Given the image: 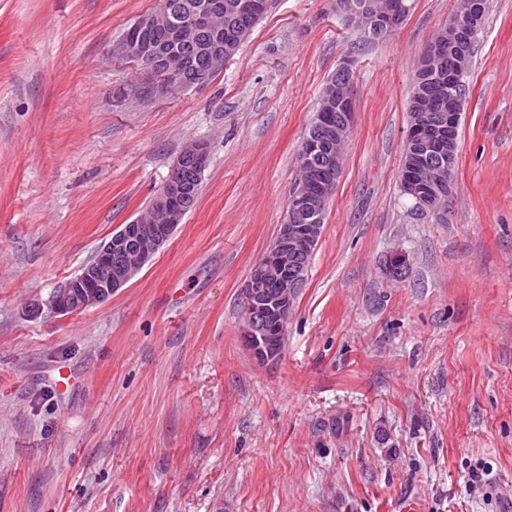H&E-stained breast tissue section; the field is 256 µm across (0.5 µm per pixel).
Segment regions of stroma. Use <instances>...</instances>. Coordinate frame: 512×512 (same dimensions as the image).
<instances>
[{
  "mask_svg": "<svg viewBox=\"0 0 512 512\" xmlns=\"http://www.w3.org/2000/svg\"><path fill=\"white\" fill-rule=\"evenodd\" d=\"M157 2L0 0V512H512V0L476 34L443 223L399 174L414 65L459 0L366 46L331 0H273L207 84L117 102L135 69L112 45ZM348 56L342 175L262 363L249 274ZM193 142L198 203L152 263L50 309Z\"/></svg>",
  "mask_w": 512,
  "mask_h": 512,
  "instance_id": "35a3bbf8",
  "label": "stroma"
}]
</instances>
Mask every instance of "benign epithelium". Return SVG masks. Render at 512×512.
Masks as SVG:
<instances>
[{
  "mask_svg": "<svg viewBox=\"0 0 512 512\" xmlns=\"http://www.w3.org/2000/svg\"><path fill=\"white\" fill-rule=\"evenodd\" d=\"M270 6L271 0H236L232 10L251 16ZM335 8L351 25H362L364 17L368 16L384 32L398 27L404 20L397 9L378 11L370 0H335ZM483 15L484 0H468L467 9L454 14L448 23V30L475 31ZM163 21L172 25L178 36L187 35V31L172 19L167 2L137 19L138 26L144 29ZM247 37L244 29L227 37L221 30L213 32L212 40L206 46L213 67L224 66L225 45L239 43ZM111 53L143 61L136 76L123 84L120 99L142 100L165 91L166 76L155 77L158 61L153 48L120 38L113 43ZM467 69V57L461 53L453 68L445 70L443 48L437 40L429 44L419 63V70L429 75L430 79V82L421 85L423 97L434 99L439 90L446 86L448 109L412 114L406 144L409 156L406 164L402 165L401 185L408 194L439 205L435 214L441 218L447 214L443 199L450 194L446 162L454 160L457 148L460 113L457 111L459 97L454 90ZM350 71L349 60L336 70V94L329 97V104L323 106L315 117L316 125L324 130V135L317 134L303 142L300 162L303 180L288 202L286 223L279 225L272 246L250 273L241 337L251 355L260 362L274 361L280 356L277 337L285 327L283 316L292 309L306 282L309 270L307 258L313 255L323 233L319 220L341 175V147L352 128L355 115L351 88L348 81L343 79V74ZM181 163L180 158L174 162L168 178L155 194V206L159 213L149 245L137 249L132 247L142 238L145 217L139 215L129 223L119 225L112 236L99 246L95 260L58 287L54 304L56 312L71 311V302L80 294L84 297V306L96 304L100 295L118 292L152 262L184 218L185 211L177 203L182 193Z\"/></svg>",
  "mask_w": 512,
  "mask_h": 512,
  "instance_id": "benign-epithelium-1",
  "label": "benign epithelium"
}]
</instances>
